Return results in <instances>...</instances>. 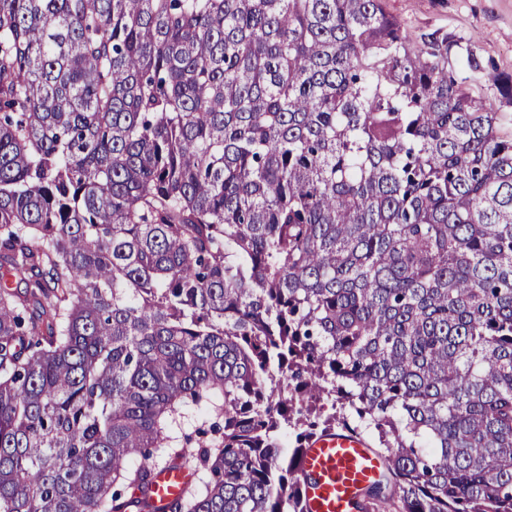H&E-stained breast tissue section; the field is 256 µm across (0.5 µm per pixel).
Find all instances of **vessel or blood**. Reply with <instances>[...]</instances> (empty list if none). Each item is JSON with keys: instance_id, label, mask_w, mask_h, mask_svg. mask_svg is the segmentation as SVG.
<instances>
[{"instance_id": "vessel-or-blood-1", "label": "vessel or blood", "mask_w": 512, "mask_h": 512, "mask_svg": "<svg viewBox=\"0 0 512 512\" xmlns=\"http://www.w3.org/2000/svg\"><path fill=\"white\" fill-rule=\"evenodd\" d=\"M378 473L379 462L363 439L342 433L313 438L300 468L306 482L307 512H356L359 491ZM189 481L186 471L160 469L152 491L156 498L170 501L181 495Z\"/></svg>"}]
</instances>
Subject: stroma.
<instances>
[{"instance_id":"obj_1","label":"stroma","mask_w":512,"mask_h":512,"mask_svg":"<svg viewBox=\"0 0 512 512\" xmlns=\"http://www.w3.org/2000/svg\"><path fill=\"white\" fill-rule=\"evenodd\" d=\"M383 6L412 41L438 32L473 50L486 66L471 78L474 93L492 94L493 76L512 74V0H383Z\"/></svg>"}]
</instances>
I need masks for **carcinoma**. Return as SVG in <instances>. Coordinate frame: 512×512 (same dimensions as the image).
<instances>
[{
    "mask_svg": "<svg viewBox=\"0 0 512 512\" xmlns=\"http://www.w3.org/2000/svg\"><path fill=\"white\" fill-rule=\"evenodd\" d=\"M457 47L382 0H0V512H304L342 430L359 512H512V112ZM159 456L202 481L155 504ZM379 467L359 437L327 433L313 438L300 468L307 512H358L354 504L359 490L377 478Z\"/></svg>",
    "mask_w": 512,
    "mask_h": 512,
    "instance_id": "1",
    "label": "carcinoma"
}]
</instances>
